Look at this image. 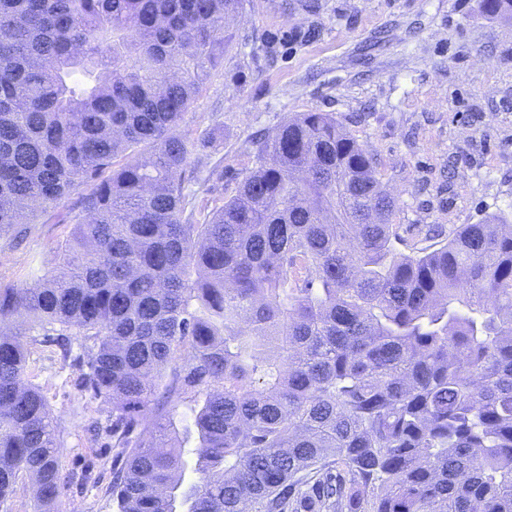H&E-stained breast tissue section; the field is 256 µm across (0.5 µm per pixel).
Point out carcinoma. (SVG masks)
Listing matches in <instances>:
<instances>
[{
  "label": "carcinoma",
  "mask_w": 512,
  "mask_h": 512,
  "mask_svg": "<svg viewBox=\"0 0 512 512\" xmlns=\"http://www.w3.org/2000/svg\"><path fill=\"white\" fill-rule=\"evenodd\" d=\"M241 6L0 0V238L85 188L57 271L0 288V504L21 473L37 512L67 486L22 319L93 341L116 512H512V214L404 254L373 157L299 112L196 222L179 122ZM193 409L194 403L189 399H175L167 407V411L173 417L174 426L179 431V441L176 443L178 448L175 449L181 451L187 460L193 457L191 450L195 448L197 442L193 425Z\"/></svg>",
  "instance_id": "carcinoma-1"
}]
</instances>
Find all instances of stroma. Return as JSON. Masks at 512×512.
Masks as SVG:
<instances>
[{"instance_id":"35a3bbf8","label":"stroma","mask_w":512,"mask_h":512,"mask_svg":"<svg viewBox=\"0 0 512 512\" xmlns=\"http://www.w3.org/2000/svg\"><path fill=\"white\" fill-rule=\"evenodd\" d=\"M244 0L234 38L180 122L208 142L224 177L195 185L196 220L254 166L253 141L297 112H332L376 161L405 243L512 212V20L482 0ZM79 192L41 214L26 242L0 240V288L54 272ZM25 380L38 386L73 475L55 512H115L110 404L79 386L89 340L30 333Z\"/></svg>"}]
</instances>
